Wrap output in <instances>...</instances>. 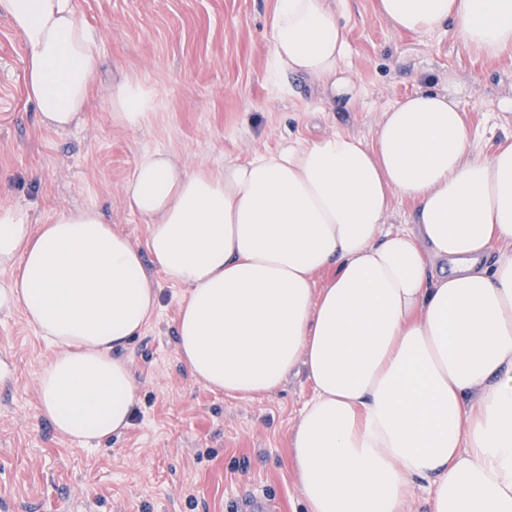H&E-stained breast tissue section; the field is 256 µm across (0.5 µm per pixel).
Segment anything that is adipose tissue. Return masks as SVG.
<instances>
[{
  "mask_svg": "<svg viewBox=\"0 0 512 512\" xmlns=\"http://www.w3.org/2000/svg\"><path fill=\"white\" fill-rule=\"evenodd\" d=\"M394 29L455 20L475 51H512V0H377ZM24 42L25 95L41 125L81 121L102 66L77 0H0ZM347 34L326 0H276L271 73L353 97ZM135 130L156 108L113 86ZM149 225L138 249L95 208L32 225L0 208V312L22 309L53 349L40 415L82 441L130 425L122 352L154 320L160 286L184 288L175 323L192 378L235 397L297 368L313 389L289 439L308 512H405L414 479L432 512H512V133L473 156L456 94L417 92L372 142L284 140L221 172L141 154L123 187ZM412 227L385 230L394 197ZM324 285H317V277Z\"/></svg>",
  "mask_w": 512,
  "mask_h": 512,
  "instance_id": "1",
  "label": "adipose tissue"
}]
</instances>
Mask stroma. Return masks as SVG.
Here are the masks:
<instances>
[{
	"mask_svg": "<svg viewBox=\"0 0 512 512\" xmlns=\"http://www.w3.org/2000/svg\"><path fill=\"white\" fill-rule=\"evenodd\" d=\"M328 3L346 28L342 67L357 88L354 100L336 104L302 77L269 80L274 0H77L104 67L83 121L61 130L39 124L24 94L22 38L0 17V181L9 186L0 206L26 208L35 224L94 206L143 250L149 226L123 186L147 150H167L192 171L222 169L288 138L342 133L369 142L386 110L452 79L474 155L490 156L512 130V114L499 108L512 98V52L478 56L451 23L399 32L376 0ZM123 79L156 98L152 120L137 130L112 118L108 96ZM183 297L163 283L156 319L127 348L137 384L130 427L89 443L40 419L38 374L52 351L22 310L0 313V356L15 367L14 383L0 389V501L13 512H234L248 492L277 512H306L287 442L312 396L304 372L245 399L197 383L172 330Z\"/></svg>",
	"mask_w": 512,
	"mask_h": 512,
	"instance_id": "35a3bbf8",
	"label": "stroma"
}]
</instances>
